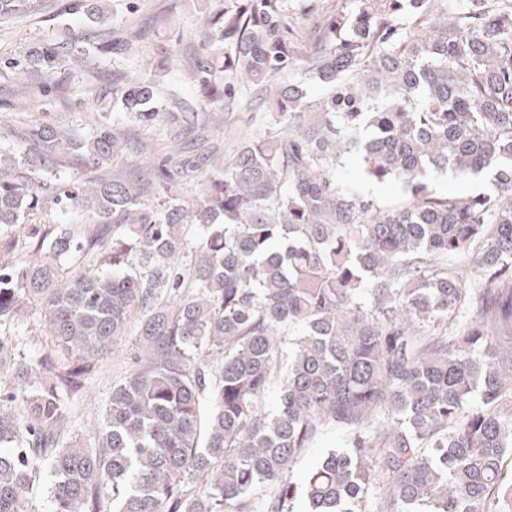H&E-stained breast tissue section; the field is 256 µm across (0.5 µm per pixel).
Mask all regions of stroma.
Wrapping results in <instances>:
<instances>
[{
	"instance_id": "35a3bbf8",
	"label": "stroma",
	"mask_w": 512,
	"mask_h": 512,
	"mask_svg": "<svg viewBox=\"0 0 512 512\" xmlns=\"http://www.w3.org/2000/svg\"><path fill=\"white\" fill-rule=\"evenodd\" d=\"M167 2L142 0L137 13L130 14L122 0H112L114 26L138 25L144 29L138 46L140 56L152 55L159 43L169 41L176 34L186 41L194 39L216 0H178L176 27L172 30L159 28L153 22ZM73 22V17L65 10V0H45L42 11L0 25V58L18 55L35 42L55 40L62 29ZM126 68L122 59L87 52L80 65L69 68L62 90L48 97L30 94L27 80L13 71H0V133L5 136V144H12L13 133L43 122L68 127L82 138L90 137L101 115L81 107V100L89 97L92 88L109 90L113 74L125 72ZM114 120L123 125L125 133L123 160L118 163V170H125L131 163L143 173H153L170 150V142L163 130L143 131L119 114ZM134 346V337L117 339L111 353L103 360L101 370L89 381L80 399L76 420L84 436H91L97 427L113 382L128 373V356Z\"/></svg>"
}]
</instances>
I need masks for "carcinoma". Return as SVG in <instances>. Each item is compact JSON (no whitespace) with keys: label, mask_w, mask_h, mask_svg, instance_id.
<instances>
[{"label":"carcinoma","mask_w":512,"mask_h":512,"mask_svg":"<svg viewBox=\"0 0 512 512\" xmlns=\"http://www.w3.org/2000/svg\"><path fill=\"white\" fill-rule=\"evenodd\" d=\"M451 2L344 0L292 36L288 0H224L184 50L193 92L166 80L175 43L112 78L128 120L198 130L188 201L156 197L184 163L106 173L113 122L87 141L36 123L0 148L1 251L43 210L86 223L32 224L39 256L0 260V322L38 303L48 342L0 389V512H31L46 468L51 512H294L300 494L305 512H512V0ZM42 7L0 0V19ZM68 11L81 26L0 60L42 96L110 20L105 0ZM140 38L94 49L134 60ZM211 111L257 130L220 150ZM68 158L96 177H57ZM349 159L401 199L346 184ZM448 168L492 188L439 194L428 173ZM130 331L88 444L77 396ZM23 341L0 334V366ZM326 429L343 445L301 491L291 467Z\"/></svg>","instance_id":"carcinoma-1"}]
</instances>
